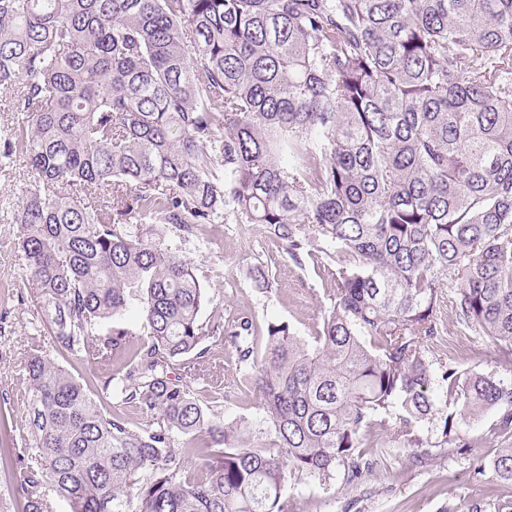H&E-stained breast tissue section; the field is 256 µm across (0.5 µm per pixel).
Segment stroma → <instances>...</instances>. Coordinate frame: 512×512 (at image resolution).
<instances>
[{"mask_svg": "<svg viewBox=\"0 0 512 512\" xmlns=\"http://www.w3.org/2000/svg\"><path fill=\"white\" fill-rule=\"evenodd\" d=\"M26 181L22 166L0 171V393L9 398V414L0 419V447L5 450L0 456V512H23L12 494L21 476L9 452L29 442L24 359L31 348L51 347L15 249L19 228L12 220V203ZM182 250L213 298L203 319L225 323L249 314L260 323L284 321L307 341L330 306L323 270L310 263L296 267L264 225L232 220L209 224L183 242ZM258 267L268 270L270 291L256 287L251 273ZM442 317L448 333L428 342L430 358L463 372L504 377L486 337L460 334L451 311H443ZM206 347L210 387L234 397L223 407L225 419L246 421L254 434H261L265 425L258 403L241 386L246 372L236 365L232 345L216 336ZM495 422V413L488 412L463 425L470 442L466 448H410L393 431L374 432L366 450L371 466L358 480L346 481L340 470L324 482L304 476L289 479L285 494L290 512H471L476 506L495 512L498 504L512 500V485L491 467L504 446L493 433Z\"/></svg>", "mask_w": 512, "mask_h": 512, "instance_id": "obj_1", "label": "stroma"}]
</instances>
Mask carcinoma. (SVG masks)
Instances as JSON below:
<instances>
[{"label":"carcinoma","instance_id":"carcinoma-1","mask_svg":"<svg viewBox=\"0 0 512 512\" xmlns=\"http://www.w3.org/2000/svg\"><path fill=\"white\" fill-rule=\"evenodd\" d=\"M0 86L24 115L0 168L28 169L26 280L59 355L105 368L29 352L25 512L47 485L68 512H288L289 478L359 477L392 416L409 447L433 419L466 448L490 411L512 439V382L425 350L449 308L512 366V0H0ZM229 217L323 268L313 343L202 321L182 241ZM215 336L250 368L258 441L198 387ZM492 467L512 483V448Z\"/></svg>","mask_w":512,"mask_h":512}]
</instances>
